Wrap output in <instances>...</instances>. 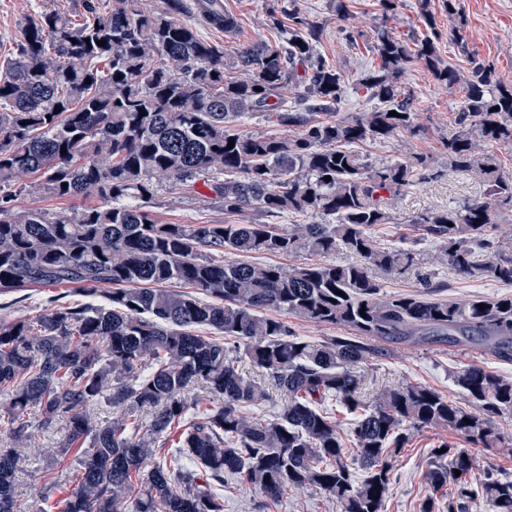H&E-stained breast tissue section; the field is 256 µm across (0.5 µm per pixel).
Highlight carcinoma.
Segmentation results:
<instances>
[{
    "instance_id": "cac0c4a2",
    "label": "carcinoma",
    "mask_w": 512,
    "mask_h": 512,
    "mask_svg": "<svg viewBox=\"0 0 512 512\" xmlns=\"http://www.w3.org/2000/svg\"><path fill=\"white\" fill-rule=\"evenodd\" d=\"M83 6L81 25L38 14L15 56L0 64V295L63 285L85 298L33 321L0 320L9 420L0 430V512H15L19 449L34 430L63 419L66 448L80 457L61 512H224L215 483L226 475L266 501L311 488L338 512H385L394 459L415 434L446 429L473 447L500 443L498 422L512 418V378L467 365L455 376L473 402L466 409L421 384L367 399L356 372L377 353V340L463 344L479 336L512 362V295L434 298L425 275L422 292L383 291L384 277L417 265L413 252L374 244L375 228L393 221L387 197L433 173L421 156L377 164L351 146L421 133L402 96L408 66L423 63L447 87L461 81L441 66L435 39L413 48L378 33L380 63L359 85L386 107L320 121L315 113L341 101L345 82L316 51L321 28L297 9L284 40H257L226 61L224 48L181 18L184 0H115L106 13L95 0ZM471 77L462 131L443 146L455 170L488 178L490 198L420 213L408 225L440 243L461 276L511 285L512 235L496 236V219L512 212V177L488 147L512 145V85L485 64ZM290 85L302 88L292 105L284 99ZM260 113L298 128L297 136L239 128L240 118ZM202 175L227 215L303 213L332 222L288 231L256 222L166 226L143 206L155 182L189 185ZM44 190L92 204L70 215L16 212L18 196ZM224 251L346 252L354 260L287 270L213 258ZM291 319L346 335L311 342ZM243 359L261 377L243 373ZM190 386L209 406L186 399ZM109 387L120 411L94 422L86 406ZM273 391L288 398L279 413L250 412ZM331 401L353 416L349 433L327 409ZM143 407L153 409L148 421ZM348 440L360 474L347 463ZM439 448L446 452L430 456L421 512H436L448 487L447 512H466L477 497L494 512H512V477L487 470L477 480L469 449Z\"/></svg>"
}]
</instances>
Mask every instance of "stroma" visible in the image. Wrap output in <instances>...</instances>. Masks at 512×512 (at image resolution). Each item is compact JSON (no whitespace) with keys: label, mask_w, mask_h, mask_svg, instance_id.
I'll return each mask as SVG.
<instances>
[{"label":"stroma","mask_w":512,"mask_h":512,"mask_svg":"<svg viewBox=\"0 0 512 512\" xmlns=\"http://www.w3.org/2000/svg\"><path fill=\"white\" fill-rule=\"evenodd\" d=\"M344 2L347 14L336 12L337 2ZM297 7L322 29L319 50L327 63L340 72L349 89L339 105V117L347 118L378 107V100L356 89V82L373 68L372 48L377 40L376 28L386 24L389 33L406 43L421 42L431 29H438L437 53L444 65L469 76L473 60L491 64L496 77L512 82V0H400L394 16L383 17L379 0H224L238 26L227 35L208 25H200V35L235 51L257 39L281 40L288 27V5ZM83 0H0V61L15 55L27 17L39 12L59 11L81 19ZM456 15H449V8ZM356 27V40H348L344 28ZM403 84L416 108V121L424 127L423 135L398 136L386 142L365 141L355 144L356 153L378 163L402 159L412 154L428 157L435 172L432 180L412 186L392 200L391 212L396 221L377 227L374 238L381 246H401L415 252L418 268L389 276L385 291L389 294L416 292L418 277L427 274L441 286V297L462 301L473 296L493 298L505 293L501 283L491 280L461 278L449 266L442 248L410 231L407 221L425 211L460 207L488 198L489 186L478 174L456 172L451 168L442 142L456 134L457 108L463 99L462 84L442 86L423 64L408 67ZM162 224H221L224 207L219 198L203 184L193 190L172 188L168 182L156 185L148 207ZM378 356L367 359L359 370L370 389L420 383L431 386L460 406L468 398L454 383L452 376L467 364L479 362L512 377V362L505 363L473 347L446 343L412 345L401 341H382ZM502 442L496 448H476L472 455L475 474L495 469L512 475V418L499 423ZM66 425L58 423L48 432L35 435L29 448L23 449L16 472L17 512H59L71 485L67 480L76 465L75 452H63ZM456 438L444 429L415 435L399 454L395 463L385 512H419L428 493L424 481L430 452L440 443H455ZM62 477L58 487H50L49 472ZM224 512H336V506L323 494L311 489H291L277 502H264L255 493L225 478L220 489Z\"/></svg>","instance_id":"35a3bbf8"}]
</instances>
